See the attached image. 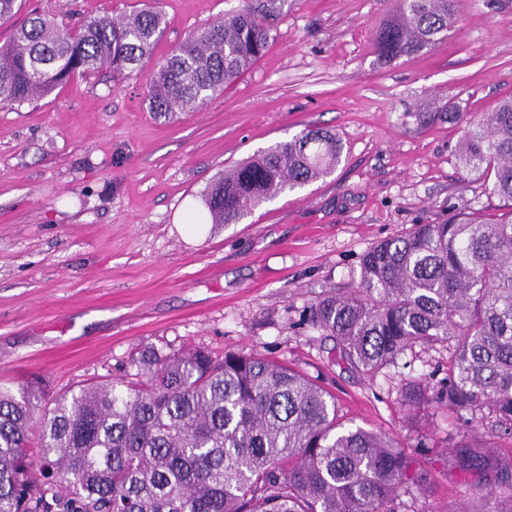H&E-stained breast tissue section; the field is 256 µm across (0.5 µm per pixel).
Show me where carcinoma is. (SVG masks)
Returning a JSON list of instances; mask_svg holds the SVG:
<instances>
[{"label":"carcinoma","mask_w":512,"mask_h":512,"mask_svg":"<svg viewBox=\"0 0 512 512\" xmlns=\"http://www.w3.org/2000/svg\"><path fill=\"white\" fill-rule=\"evenodd\" d=\"M454 0H395L378 55L417 53L448 31ZM165 26L148 0L78 27L35 14L0 44V108L52 94L76 75L120 77L151 60ZM267 8L194 32L148 75L159 115L206 106L270 42ZM455 155L503 203L417 224L360 259V281L308 306L340 358L372 379L416 346L448 351V375L405 387L413 410L488 411L512 437V98L480 120L463 112ZM343 145L308 129L224 170L202 193L213 224H237L285 191L330 174ZM136 373L51 394L37 380L0 387V512H426L430 473L384 432L342 423L336 397L269 358L200 348L151 350ZM452 468L478 491L456 512H512V456L469 428L448 435Z\"/></svg>","instance_id":"obj_1"}]
</instances>
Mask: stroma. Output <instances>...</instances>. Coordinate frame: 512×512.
Instances as JSON below:
<instances>
[{"label": "stroma", "mask_w": 512, "mask_h": 512, "mask_svg": "<svg viewBox=\"0 0 512 512\" xmlns=\"http://www.w3.org/2000/svg\"><path fill=\"white\" fill-rule=\"evenodd\" d=\"M265 55L196 112L161 116L135 74L75 77L51 96L0 109V385L38 377L58 392L130 372L145 347H200L275 358L332 392L355 425L424 443L420 499L452 512L465 492L448 470L460 421L442 406L412 416L403 386L445 377L447 351L414 350L375 379L338 361L308 323L317 296L359 281L376 242L448 219L463 202L497 213L454 155L461 134L441 109L479 119L512 98V0H457L430 48L380 58L393 0H262ZM240 0H157L163 61ZM139 0H26L63 22L120 16ZM336 131L329 175L280 194L237 224L191 230L185 214L225 167L304 130Z\"/></svg>", "instance_id": "1"}]
</instances>
